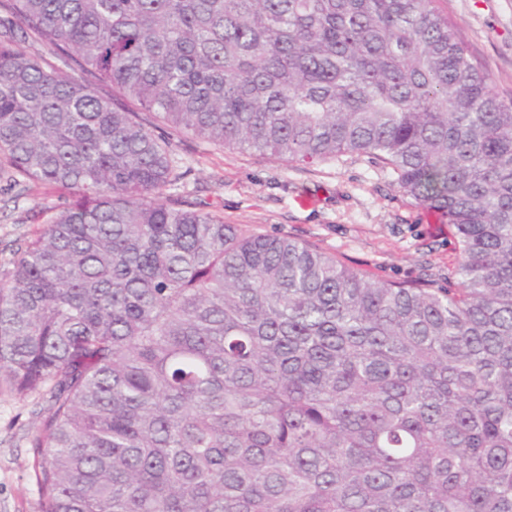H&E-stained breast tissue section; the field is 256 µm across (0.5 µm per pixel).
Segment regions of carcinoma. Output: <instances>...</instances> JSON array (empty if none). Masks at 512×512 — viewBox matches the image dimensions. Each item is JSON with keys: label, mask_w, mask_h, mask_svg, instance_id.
Masks as SVG:
<instances>
[{"label": "carcinoma", "mask_w": 512, "mask_h": 512, "mask_svg": "<svg viewBox=\"0 0 512 512\" xmlns=\"http://www.w3.org/2000/svg\"><path fill=\"white\" fill-rule=\"evenodd\" d=\"M438 2L0 0V178L71 192L0 274V387L51 402L39 512H512V102ZM121 99L372 159L455 228V287L173 198Z\"/></svg>", "instance_id": "carcinoma-1"}]
</instances>
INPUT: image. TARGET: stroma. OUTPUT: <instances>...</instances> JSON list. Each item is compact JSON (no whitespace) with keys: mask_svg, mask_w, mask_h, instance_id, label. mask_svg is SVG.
I'll use <instances>...</instances> for the list:
<instances>
[{"mask_svg":"<svg viewBox=\"0 0 512 512\" xmlns=\"http://www.w3.org/2000/svg\"><path fill=\"white\" fill-rule=\"evenodd\" d=\"M472 61L504 101H512V0H441ZM140 120L169 141L185 177L173 197L252 233L290 236L379 280L455 281L460 252L454 228L404 195L392 175L363 155L313 166L219 148L170 129L157 114ZM43 185L22 190L0 179V270L16 242L41 229L36 213L56 203ZM46 399L0 392V512H39L38 467L30 440Z\"/></svg>","mask_w":512,"mask_h":512,"instance_id":"35a3bbf8","label":"stroma"}]
</instances>
